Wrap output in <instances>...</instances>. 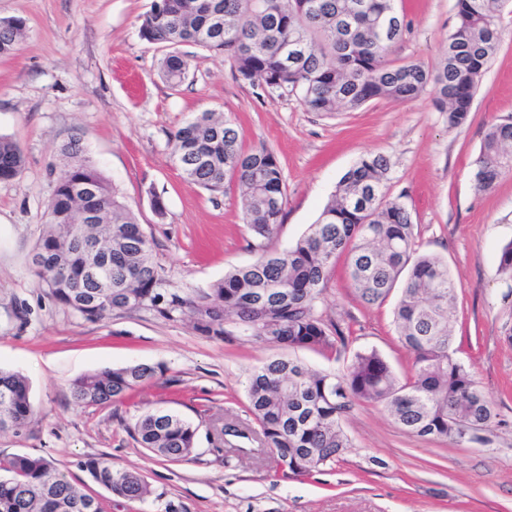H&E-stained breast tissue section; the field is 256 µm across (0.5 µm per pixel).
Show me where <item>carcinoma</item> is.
Here are the masks:
<instances>
[{
	"label": "carcinoma",
	"instance_id": "cac0c4a2",
	"mask_svg": "<svg viewBox=\"0 0 512 512\" xmlns=\"http://www.w3.org/2000/svg\"><path fill=\"white\" fill-rule=\"evenodd\" d=\"M509 0H456L447 50L430 72L418 63L397 64L393 47L407 28L395 0H152L141 16L144 40L174 47L193 43L228 58L237 76L270 93H294L310 112L331 115L376 99L407 103L425 94L448 123L462 125L495 57L499 23ZM24 22L0 19V55L17 50ZM191 70L174 51L160 60L161 77L179 87ZM182 177L212 194L232 181L242 195V220L255 245V260L234 267L205 290L174 286L153 258L138 218L82 154L79 140L62 148L58 173L34 254L38 286L86 321L114 311L146 310L164 320L188 317L195 330L221 339L247 336L280 349L337 353L346 328L325 321L317 307L336 258L346 257L347 284L367 304H381L394 289L396 334L412 355V371L399 379L374 349L359 351L340 373L310 370L290 356L271 358L250 372L247 409L258 435L276 457L275 475L307 476L342 459L351 441L343 420L357 402L374 404L405 432L446 438L458 445L482 443L501 423L473 373L456 357L450 311L458 284L442 257L418 250L410 212L386 199L389 160L366 154L346 172L316 221L284 250L265 242L282 222L286 185L277 156L265 147L245 151L229 118L199 112L170 134ZM20 145L0 135V181L21 175ZM512 174V122L489 126L475 161L479 192ZM82 209L101 213L82 224ZM91 240L110 252L108 278H87ZM499 274L512 280V242L499 254ZM157 367L133 364L84 374L71 383L73 402L100 405L152 381ZM34 414L21 375L0 369V418L24 430ZM141 447L169 460L189 458L197 428L171 411L136 420ZM0 470V512H103L97 498L78 491L51 461L15 455ZM94 482L128 500L151 494L140 475L93 458Z\"/></svg>",
	"mask_w": 512,
	"mask_h": 512
}]
</instances>
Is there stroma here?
Returning a JSON list of instances; mask_svg holds the SVG:
<instances>
[{
  "label": "stroma",
  "mask_w": 512,
  "mask_h": 512,
  "mask_svg": "<svg viewBox=\"0 0 512 512\" xmlns=\"http://www.w3.org/2000/svg\"><path fill=\"white\" fill-rule=\"evenodd\" d=\"M151 0H0V18L24 20L18 49L0 56V135L18 142L22 174L0 181V367L22 374L34 415L22 433L0 432V459L51 460L104 512H512V281L497 272L512 241V175L479 193L475 160L490 123L512 121V13L482 78L467 121L457 127L431 96L409 103L376 100L322 115L295 95H268L238 80L230 61L191 43L192 63L178 88L158 73L162 46L142 40ZM455 0H396L408 25L395 56L432 69L454 23ZM235 121L241 144L266 147L286 185L283 222L270 248L283 250L312 224L340 178L365 154L391 164L387 199L410 211L419 249L448 263L459 290L453 310L457 355L505 424L481 444L458 446L400 429L379 407L358 403L344 428L342 461L307 477H275V457L259 440L217 436L230 422L253 427L246 408L248 371L276 356L252 340L197 333L190 319L119 312L92 323L39 288L30 263L63 158L80 146L138 215L153 256L176 286L205 289L229 268L251 263L236 185L214 195L186 182L169 135L195 113ZM166 209L157 215L153 197ZM396 296L364 303L335 268L318 306L349 327L340 354L293 356L315 371H343L356 352L376 349L398 377L412 358L395 335ZM160 367L151 382L117 401L80 407L72 381L108 367ZM167 410L197 427L196 448L169 461L132 436L143 412ZM107 457L140 474L150 497L131 501L95 484L85 464Z\"/></svg>",
  "instance_id": "stroma-1"
}]
</instances>
